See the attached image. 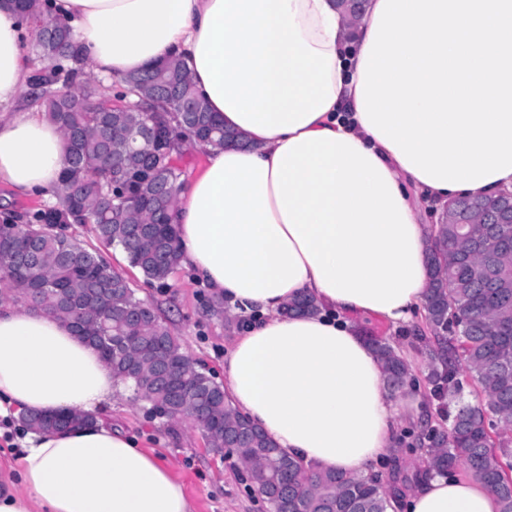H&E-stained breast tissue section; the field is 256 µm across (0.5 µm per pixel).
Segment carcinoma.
Returning <instances> with one entry per match:
<instances>
[{
	"label": "carcinoma",
	"instance_id": "carcinoma-1",
	"mask_svg": "<svg viewBox=\"0 0 512 512\" xmlns=\"http://www.w3.org/2000/svg\"><path fill=\"white\" fill-rule=\"evenodd\" d=\"M33 18L45 17L48 0H6ZM36 55L47 66L30 77L44 114L64 132L68 147L56 202L0 223L22 219L23 241H0V300L26 304L68 322L133 389L148 412L170 423L198 406L203 418L191 419L208 447L221 450L234 436L241 441L231 464L249 488L266 500L270 512H387L392 492L379 473L319 472L281 451L265 433L249 426L227 401L223 385L183 351L174 331L129 281L97 251L83 247L69 232L89 224L103 244L121 250L146 280L167 284L182 265L173 224H155L159 211L173 214L174 193H152L149 184H183L177 164L179 135L224 146V125L191 89L186 66L158 64L121 79L122 98L137 96L144 112L112 111L81 92L88 82L86 56L68 24L51 35L37 33ZM128 186L112 197V180ZM490 241L489 225L456 223L448 203V223L432 225L431 270L424 318L429 335L425 381L444 425L425 426L407 444L421 449L430 467L451 474L462 467L498 498L500 512H512V224ZM316 310L297 299L285 315ZM369 340L386 368L393 393L404 391L411 372L394 348ZM472 387L474 399L464 397ZM391 480L412 487L420 472L394 467Z\"/></svg>",
	"mask_w": 512,
	"mask_h": 512
}]
</instances>
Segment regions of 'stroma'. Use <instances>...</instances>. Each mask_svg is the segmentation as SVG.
Returning a JSON list of instances; mask_svg holds the SVG:
<instances>
[{
	"mask_svg": "<svg viewBox=\"0 0 512 512\" xmlns=\"http://www.w3.org/2000/svg\"><path fill=\"white\" fill-rule=\"evenodd\" d=\"M104 254L113 268L128 279L137 296L169 320L183 350L211 369L216 378H223L224 350L242 332L243 319L225 308L212 310L215 294L195 281L188 267H180L167 287L161 288L147 283L120 251L108 248ZM358 324L362 331L385 337L409 355L411 369L416 375H423L427 356L414 340L415 331L424 325L423 313H416L397 327L377 317L359 319ZM102 417L139 438L147 452L169 466L194 512H267L266 503L250 491L229 460L207 447L198 429L186 423L167 429L150 419L140 404L123 397L113 401L111 410L103 412Z\"/></svg>",
	"mask_w": 512,
	"mask_h": 512,
	"instance_id": "1",
	"label": "stroma"
}]
</instances>
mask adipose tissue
Returning a JSON list of instances; mask_svg holds the SVG:
<instances>
[{"label":"adipose tissue","mask_w":512,"mask_h":512,"mask_svg":"<svg viewBox=\"0 0 512 512\" xmlns=\"http://www.w3.org/2000/svg\"><path fill=\"white\" fill-rule=\"evenodd\" d=\"M380 0L349 22L337 0H51L93 74L184 63L195 94L244 145L206 146L177 197L183 261L248 323L224 391L282 451L320 471L369 474L425 404L393 397L358 317L407 322L429 286L430 227L457 193L426 184L363 124L356 86ZM24 19L0 6V183L56 197L58 125L18 104ZM309 297L318 311L284 317ZM124 387L57 317L0 303V422L91 414ZM0 470V512H193L161 460L102 421L26 431ZM400 512H499L480 481L429 473Z\"/></svg>","instance_id":"obj_1"}]
</instances>
